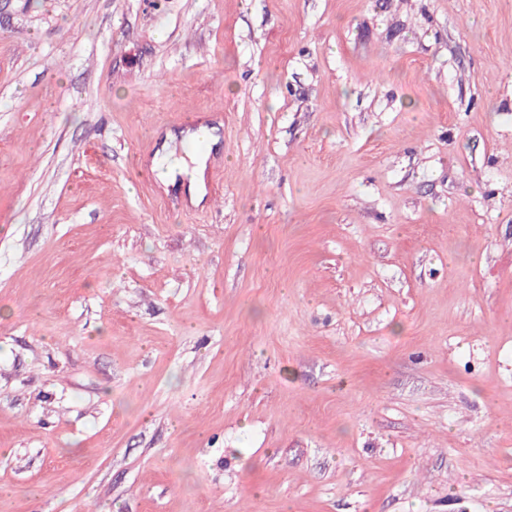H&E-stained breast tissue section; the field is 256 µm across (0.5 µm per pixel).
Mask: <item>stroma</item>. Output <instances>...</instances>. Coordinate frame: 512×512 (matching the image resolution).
I'll use <instances>...</instances> for the list:
<instances>
[{
	"instance_id": "obj_1",
	"label": "stroma",
	"mask_w": 512,
	"mask_h": 512,
	"mask_svg": "<svg viewBox=\"0 0 512 512\" xmlns=\"http://www.w3.org/2000/svg\"><path fill=\"white\" fill-rule=\"evenodd\" d=\"M0 512H512V0H0ZM175 139L176 137L173 134H169L166 137V141L162 146V152L158 151L156 153L152 160V166L165 170L159 174V177L162 180L164 179L163 183L166 186L174 182L176 172L190 175L187 191L191 199L199 203L204 195L199 175L205 166L207 153L189 154L186 152L185 154L188 155L190 162L193 164V167L190 168L182 155L176 156L177 151L175 147L171 148L170 143L174 142Z\"/></svg>"
}]
</instances>
